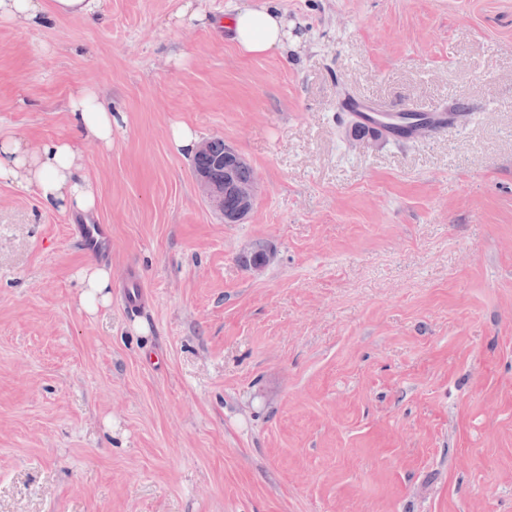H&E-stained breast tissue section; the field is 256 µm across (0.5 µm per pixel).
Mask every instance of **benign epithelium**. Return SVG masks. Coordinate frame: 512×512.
I'll return each instance as SVG.
<instances>
[{"mask_svg": "<svg viewBox=\"0 0 512 512\" xmlns=\"http://www.w3.org/2000/svg\"><path fill=\"white\" fill-rule=\"evenodd\" d=\"M245 164V159L231 148L224 154V181H215L204 171H193L194 181L199 197L210 207L219 211L224 221L228 224H236L245 219L257 199L260 184L255 173H250L246 180L237 176V169ZM231 195L237 202V208L232 211H224L222 202L224 196Z\"/></svg>", "mask_w": 512, "mask_h": 512, "instance_id": "obj_1", "label": "benign epithelium"}]
</instances>
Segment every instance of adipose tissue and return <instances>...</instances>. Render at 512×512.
Instances as JSON below:
<instances>
[{"instance_id": "adipose-tissue-1", "label": "adipose tissue", "mask_w": 512, "mask_h": 512, "mask_svg": "<svg viewBox=\"0 0 512 512\" xmlns=\"http://www.w3.org/2000/svg\"><path fill=\"white\" fill-rule=\"evenodd\" d=\"M101 0H0V21L42 26L51 18L94 15ZM238 51L245 56H263L288 48V25L273 6L237 7L224 20ZM70 121L85 140L100 147L112 145V133L125 118L112 111L99 94L83 89L67 103ZM82 151L71 141L43 140L36 148L14 135L0 133V182H16L36 190L49 207L63 212H94L100 196L98 185L82 172ZM76 279L81 287L80 306L90 314L108 306L112 279L108 270L89 266Z\"/></svg>"}]
</instances>
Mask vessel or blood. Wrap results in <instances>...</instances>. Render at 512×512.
Here are the masks:
<instances>
[{"label": "vessel or blood", "mask_w": 512, "mask_h": 512, "mask_svg": "<svg viewBox=\"0 0 512 512\" xmlns=\"http://www.w3.org/2000/svg\"><path fill=\"white\" fill-rule=\"evenodd\" d=\"M342 105L357 124L385 132L392 138L401 141L415 139L424 131L446 130L448 125L457 123L460 119L459 113L438 108L422 114V128H403L398 126L395 116L381 110L370 99L348 97L343 100ZM71 231L87 253L102 261L111 260L112 229L110 225L78 222L73 224Z\"/></svg>", "instance_id": "b4317fda"}]
</instances>
